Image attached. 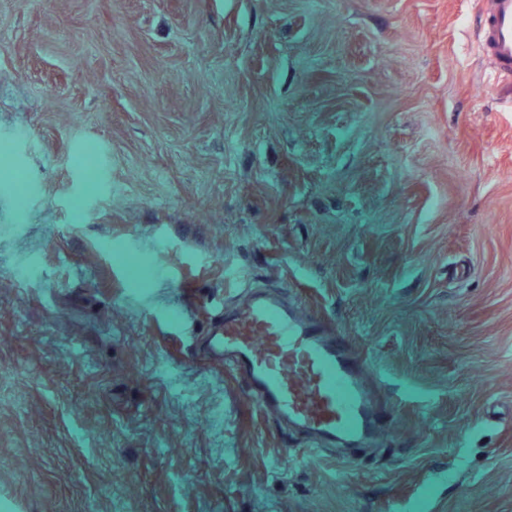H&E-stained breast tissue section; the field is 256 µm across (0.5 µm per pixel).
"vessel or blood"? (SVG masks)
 Masks as SVG:
<instances>
[{
    "label": "vessel or blood",
    "mask_w": 512,
    "mask_h": 512,
    "mask_svg": "<svg viewBox=\"0 0 512 512\" xmlns=\"http://www.w3.org/2000/svg\"><path fill=\"white\" fill-rule=\"evenodd\" d=\"M478 51L497 77H512V0H489ZM213 343L261 412L323 446L377 439L387 411L347 340L321 313L256 293L220 321Z\"/></svg>",
    "instance_id": "1"
}]
</instances>
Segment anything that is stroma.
Returning a JSON list of instances; mask_svg holds the SVG:
<instances>
[{"mask_svg":"<svg viewBox=\"0 0 512 512\" xmlns=\"http://www.w3.org/2000/svg\"><path fill=\"white\" fill-rule=\"evenodd\" d=\"M482 2L0 0V512H512ZM259 289L348 339L376 446L314 452L205 356Z\"/></svg>","mask_w":512,"mask_h":512,"instance_id":"35a3bbf8","label":"stroma"}]
</instances>
